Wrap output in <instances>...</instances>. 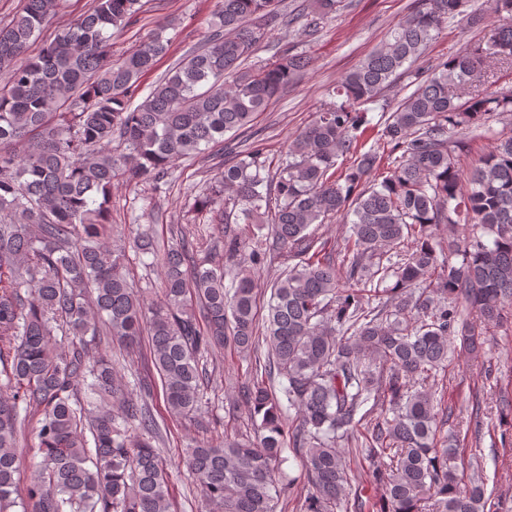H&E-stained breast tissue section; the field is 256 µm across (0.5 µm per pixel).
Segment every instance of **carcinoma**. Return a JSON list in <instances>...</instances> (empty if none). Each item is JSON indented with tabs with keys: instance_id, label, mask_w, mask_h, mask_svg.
Wrapping results in <instances>:
<instances>
[{
	"instance_id": "obj_1",
	"label": "carcinoma",
	"mask_w": 512,
	"mask_h": 512,
	"mask_svg": "<svg viewBox=\"0 0 512 512\" xmlns=\"http://www.w3.org/2000/svg\"><path fill=\"white\" fill-rule=\"evenodd\" d=\"M140 2L92 0L35 55L60 0H25L0 27V512L19 494L32 512H171L152 386L129 389L103 336L129 349L148 341L167 409L189 424L211 381L208 356L227 345L254 355L246 401L257 436L226 430L183 449L203 512H276L291 455L305 466L300 512H335L354 455L382 488L373 512H486L485 477L461 482L459 448L442 435L454 411L437 392L448 363L480 356L486 326L512 307V128L462 181L474 133L512 115V92L491 91L497 70L512 67V23L424 70L416 62L444 24L481 16L471 0H416L272 170L262 144L224 136L247 133L309 65L285 46L272 65L247 66L261 37L250 20L277 16L278 0H216L204 44L134 106L139 79L172 41L163 25L112 59L113 31L135 21ZM340 2L314 0L309 24ZM403 76L415 89L363 149L361 107ZM225 154L194 202L222 225L207 254L183 235L129 241L160 268L161 294L147 300L109 242L115 177L156 187L181 158ZM340 159L351 160L342 172ZM380 169L381 182L366 184ZM334 219L350 229L329 247L315 225ZM240 222L270 225L269 242L227 229ZM270 252L280 273L261 324L255 278ZM226 263L236 266L228 287ZM368 404L380 413L359 438ZM32 412L37 461L20 490ZM494 412L512 422V394Z\"/></svg>"
}]
</instances>
